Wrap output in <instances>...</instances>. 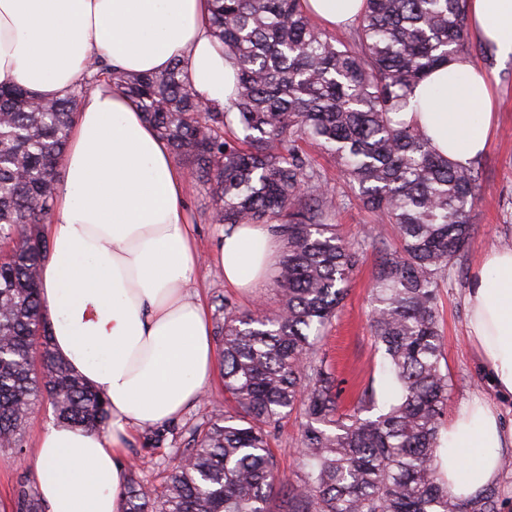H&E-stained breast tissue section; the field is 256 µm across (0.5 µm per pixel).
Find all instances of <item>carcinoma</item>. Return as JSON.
Masks as SVG:
<instances>
[{
	"instance_id": "1",
	"label": "carcinoma",
	"mask_w": 512,
	"mask_h": 512,
	"mask_svg": "<svg viewBox=\"0 0 512 512\" xmlns=\"http://www.w3.org/2000/svg\"><path fill=\"white\" fill-rule=\"evenodd\" d=\"M300 0H211L209 25L237 73L235 97L205 103L176 59L161 72L101 62L62 97L0 87V448L20 447L46 400L64 425L106 427L105 399L50 346L40 269L69 130L87 93L120 88L215 202L212 223L272 224L285 254L282 306L224 301V391L236 411L198 427L163 483L130 475L124 512H498L500 487L448 497L438 467L451 383L437 298L472 243L481 172L440 154L401 118L410 88L467 58L464 0H365L347 42L312 24ZM329 155L363 207L393 228L355 248L341 205L302 145ZM377 256L370 314L387 362L386 408L365 389L352 409L316 357L359 252ZM303 419L301 474L275 470L270 429Z\"/></svg>"
}]
</instances>
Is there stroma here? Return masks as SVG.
Masks as SVG:
<instances>
[{
  "instance_id": "35a3bbf8",
  "label": "stroma",
  "mask_w": 512,
  "mask_h": 512,
  "mask_svg": "<svg viewBox=\"0 0 512 512\" xmlns=\"http://www.w3.org/2000/svg\"><path fill=\"white\" fill-rule=\"evenodd\" d=\"M469 60L487 71L495 87L498 126L485 153L476 161L482 180L479 199L469 215L474 227L473 243L461 265L449 271L440 290L439 312L446 337L442 364L452 380L448 402V411L452 414L486 390L465 340L464 294L475 265L486 251L512 248V56L498 57L493 49L476 40L472 43ZM312 158L325 170L329 184L344 201L336 217L341 235L350 244H357L374 225V218L362 208L355 190L343 181L329 157L316 151ZM184 205L196 229L197 247L204 257L195 273L194 288L208 307L213 322L222 321L219 306L225 300L243 313L259 307L276 310L279 296L273 281H266L253 295L225 286L223 271L212 258L223 227L212 223V200L195 179L187 181ZM374 264L372 253L361 256L347 296L317 346L318 357L324 358L340 380L341 403L346 410L352 408L365 388H381L385 379L382 352L375 345L369 323ZM233 407V401L224 392L221 373H214L204 397L188 408L178 422L159 430L131 432L126 441L125 458L137 463L136 475L141 481L159 484L177 464L194 428L223 417ZM54 420L51 405L42 402L23 429L21 451L0 450V512H20L23 496L36 494L33 448L41 430ZM301 434L302 419L295 413L284 419L270 436L278 471L291 480L300 473Z\"/></svg>"
}]
</instances>
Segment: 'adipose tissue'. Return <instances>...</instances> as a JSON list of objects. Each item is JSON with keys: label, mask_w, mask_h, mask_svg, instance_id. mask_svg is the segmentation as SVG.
I'll return each instance as SVG.
<instances>
[{"label": "adipose tissue", "mask_w": 512, "mask_h": 512, "mask_svg": "<svg viewBox=\"0 0 512 512\" xmlns=\"http://www.w3.org/2000/svg\"><path fill=\"white\" fill-rule=\"evenodd\" d=\"M363 0H301L323 29L358 19ZM207 0H0V86L60 96L100 59L133 73L181 59L203 101L223 107L236 75L206 22ZM469 25L500 56H512V0H467ZM405 121L432 147L467 165L496 126L494 88L469 61L429 71L410 92ZM47 225L40 272L51 346L110 404L105 430L48 426L34 463L47 512H123L132 430L176 421L198 403L215 360L209 314L190 286L202 261L182 199L184 174L168 147L120 90L83 100ZM279 248L267 224L223 232L214 258L225 285L253 290ZM467 338L487 395L454 417L442 439L449 497L464 501L498 480L512 453V248L485 253L466 292Z\"/></svg>", "instance_id": "ef3b65f1"}]
</instances>
